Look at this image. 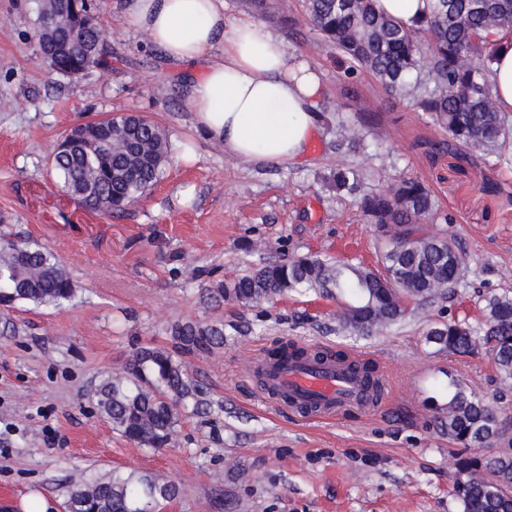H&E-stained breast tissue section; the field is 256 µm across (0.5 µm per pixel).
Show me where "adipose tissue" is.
<instances>
[{"instance_id":"obj_1","label":"adipose tissue","mask_w":512,"mask_h":512,"mask_svg":"<svg viewBox=\"0 0 512 512\" xmlns=\"http://www.w3.org/2000/svg\"><path fill=\"white\" fill-rule=\"evenodd\" d=\"M121 13L172 63H202L184 82V102L195 128L227 157L255 166L306 162L326 87L263 23L228 17L224 0H123Z\"/></svg>"}]
</instances>
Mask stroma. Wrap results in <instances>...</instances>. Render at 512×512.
Instances as JSON below:
<instances>
[{
	"label": "stroma",
	"mask_w": 512,
	"mask_h": 512,
	"mask_svg": "<svg viewBox=\"0 0 512 512\" xmlns=\"http://www.w3.org/2000/svg\"><path fill=\"white\" fill-rule=\"evenodd\" d=\"M225 7L267 25L321 75V130L307 164L255 169L196 131L180 94L184 66L125 26L119 0H90L106 62L78 79L41 68L33 0H0V225L48 246L75 286L60 309L0 310V512H25L35 497L65 512L73 473L115 469L174 483L171 512H459L450 477L465 449L442 432L438 410L449 383L475 391L504 412L512 442V378L485 353L437 351L426 333L442 320L475 321L491 295H512V145L495 166L448 154L445 131L413 98L348 75L304 0ZM126 113L169 132L170 161L147 197L108 218L63 193L47 162L73 126ZM345 124L360 130V147L343 142ZM340 165L358 171L355 192L330 188ZM407 178L429 186L442 214L433 231L466 255L451 299L372 336L340 330L338 301L311 292L261 311L205 301L211 283L286 255L377 266L360 201ZM489 179L502 194L485 192ZM190 320L224 324L223 346L186 362L199 409L181 411L169 446L140 447L99 415L96 389L137 348L168 345L169 327ZM285 338L370 358L389 382L384 408L315 421L263 399L245 366ZM232 462L243 478L230 477ZM219 492L231 493V507L215 505Z\"/></svg>",
	"instance_id": "obj_1"
}]
</instances>
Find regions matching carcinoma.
I'll return each instance as SVG.
<instances>
[{"mask_svg": "<svg viewBox=\"0 0 512 512\" xmlns=\"http://www.w3.org/2000/svg\"><path fill=\"white\" fill-rule=\"evenodd\" d=\"M306 13L322 42L350 62V70L368 73L392 93L409 95L431 121L448 132V146L461 156L484 161L501 156L512 140L495 96L491 76L500 47L499 34L512 28V0H435L415 30H405L379 13L375 0H305ZM112 135V152L99 149L101 132ZM169 134L141 115L109 117L85 131L79 152L55 156L51 173L78 203L104 215L124 213L160 180L169 162ZM356 174L338 168L333 187L352 192ZM363 213L382 244L383 271L338 265L316 254L294 255L240 273L206 288V300L252 308L286 294L308 290L322 297H348L336 314L340 327L355 335L384 331L408 312L455 294L465 258L447 238L427 230L436 203L421 181L404 179L394 190L362 198ZM75 288L55 254L35 240L17 244L0 235V303L60 307ZM427 341L439 351L458 354L478 349L498 370L512 377V297L492 296L476 323L436 324ZM171 346L136 350L124 370L103 380L96 390L100 414L112 429L146 448L170 445L178 406L196 396L185 372V358L207 354L224 344L221 322L178 323ZM273 360L336 359L361 374L369 395L379 388L378 370L352 361L343 351L312 352L294 341L268 351ZM448 438L475 449L501 434L499 412L482 397L456 386L438 416ZM452 496L461 512H512V451L459 459L451 477ZM178 495L175 485L137 471L120 472L75 483L68 512H150Z\"/></svg>", "mask_w": 512, "mask_h": 512, "instance_id": "cac0c4a2", "label": "carcinoma"}]
</instances>
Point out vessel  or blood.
Returning <instances> with one entry per match:
<instances>
[{
  "label": "vessel or blood",
  "instance_id": "obj_1",
  "mask_svg": "<svg viewBox=\"0 0 512 512\" xmlns=\"http://www.w3.org/2000/svg\"><path fill=\"white\" fill-rule=\"evenodd\" d=\"M250 371L261 375L265 397L314 417L330 416L347 406H370L361 378L342 362L264 359L251 363Z\"/></svg>",
  "mask_w": 512,
  "mask_h": 512
}]
</instances>
